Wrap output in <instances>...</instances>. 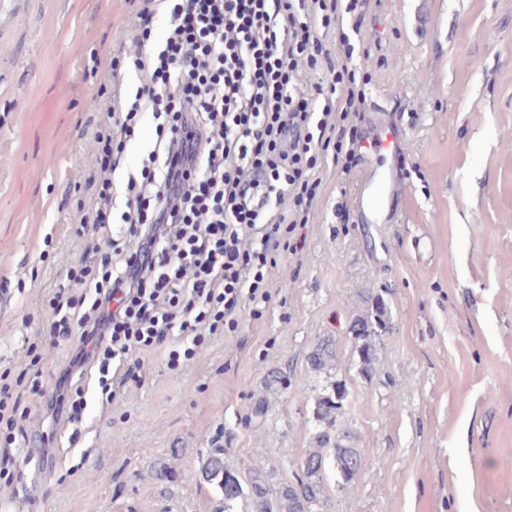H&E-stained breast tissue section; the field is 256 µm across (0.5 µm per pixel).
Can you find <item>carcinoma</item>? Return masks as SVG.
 <instances>
[{"label": "carcinoma", "mask_w": 512, "mask_h": 512, "mask_svg": "<svg viewBox=\"0 0 512 512\" xmlns=\"http://www.w3.org/2000/svg\"><path fill=\"white\" fill-rule=\"evenodd\" d=\"M375 313L377 318L359 317L351 326L361 370L366 373L372 370L376 360V328L385 327V320L380 318L383 308L375 307ZM308 362L315 373L333 369L338 362L334 341L325 338L319 342L309 354ZM348 397L346 384L336 381L331 392L317 399L316 418L323 429L315 433L316 447L307 452L301 463L303 476L295 483L277 488L266 476L256 473L244 485L241 477L226 468L221 458H208L202 476L224 492L223 512H234L238 498L246 492L256 512H322L326 470L333 468L337 480L349 484L366 466L365 457L351 444L352 433L342 425Z\"/></svg>", "instance_id": "cac0c4a2"}]
</instances>
